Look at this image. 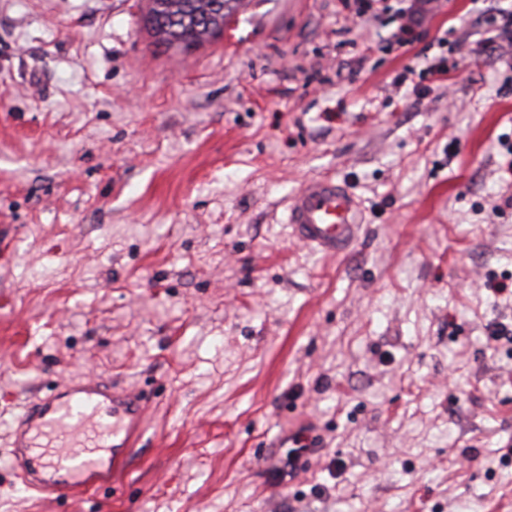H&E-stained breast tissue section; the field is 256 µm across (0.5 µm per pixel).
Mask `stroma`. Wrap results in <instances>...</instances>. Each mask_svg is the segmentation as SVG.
I'll use <instances>...</instances> for the list:
<instances>
[{"label":"stroma","mask_w":512,"mask_h":512,"mask_svg":"<svg viewBox=\"0 0 512 512\" xmlns=\"http://www.w3.org/2000/svg\"><path fill=\"white\" fill-rule=\"evenodd\" d=\"M147 8L0 0V458L69 378L148 397L111 481L43 500L0 465V512H512V68L474 50L512 0H439L405 47L241 0L177 50ZM317 176L365 220L338 258L287 222Z\"/></svg>","instance_id":"35a3bbf8"}]
</instances>
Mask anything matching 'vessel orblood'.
Returning <instances> with one entry per match:
<instances>
[{
  "mask_svg": "<svg viewBox=\"0 0 512 512\" xmlns=\"http://www.w3.org/2000/svg\"><path fill=\"white\" fill-rule=\"evenodd\" d=\"M287 219L299 242L328 257L346 254L363 224L354 195L325 176L296 190ZM145 416L135 391L71 378L14 418L7 462L24 489L57 498L75 494L111 478L135 447Z\"/></svg>",
  "mask_w": 512,
  "mask_h": 512,
  "instance_id": "b4317fda",
  "label": "vessel or blood"
}]
</instances>
